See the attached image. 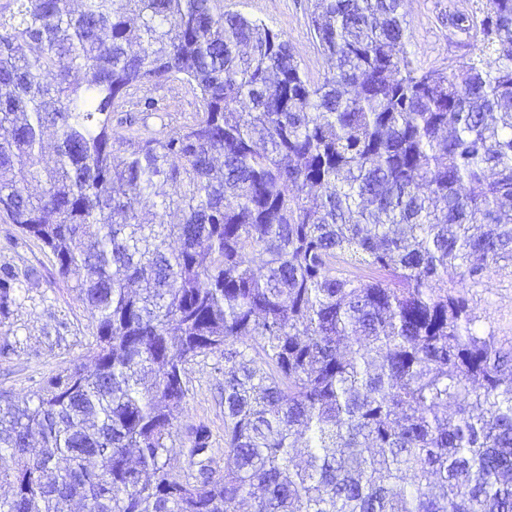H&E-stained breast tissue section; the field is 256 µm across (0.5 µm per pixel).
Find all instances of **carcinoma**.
Wrapping results in <instances>:
<instances>
[{"label": "carcinoma", "instance_id": "obj_1", "mask_svg": "<svg viewBox=\"0 0 512 512\" xmlns=\"http://www.w3.org/2000/svg\"><path fill=\"white\" fill-rule=\"evenodd\" d=\"M9 0L0 212L95 319L90 357L0 396V512H512V341L465 289L512 266V0L422 71L402 0H313L332 67L224 0ZM201 109L124 135L132 89ZM16 276L0 269V313ZM224 359V471L187 365ZM150 88V95L160 101L165 112H157L146 119L148 130L159 129L163 124L167 129L178 128L191 122L199 110V99L185 81L170 79Z\"/></svg>", "mask_w": 512, "mask_h": 512}]
</instances>
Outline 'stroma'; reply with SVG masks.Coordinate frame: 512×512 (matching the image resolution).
Here are the masks:
<instances>
[{
  "label": "stroma",
  "instance_id": "35a3bbf8",
  "mask_svg": "<svg viewBox=\"0 0 512 512\" xmlns=\"http://www.w3.org/2000/svg\"><path fill=\"white\" fill-rule=\"evenodd\" d=\"M486 0H406L414 63L442 69L475 57L479 44L448 22L452 11L470 13ZM310 0H224V9L263 21L283 33L305 74L318 79L328 67L309 27ZM163 112L149 116L148 129L177 128L192 121L199 100L185 81L170 79L150 89ZM0 267L11 268L19 288L8 313L0 314V392L15 398L33 394L46 380L72 364L88 362L94 323L69 281L59 276L55 259L37 240L0 214ZM482 326L512 338V268L492 269L482 284L466 291ZM221 358H198L187 370L188 394L174 420L175 470L188 467L191 428L212 434L213 463L224 469V376Z\"/></svg>",
  "mask_w": 512,
  "mask_h": 512
}]
</instances>
